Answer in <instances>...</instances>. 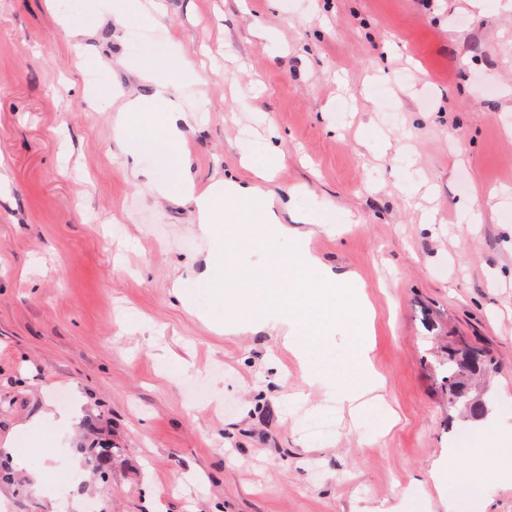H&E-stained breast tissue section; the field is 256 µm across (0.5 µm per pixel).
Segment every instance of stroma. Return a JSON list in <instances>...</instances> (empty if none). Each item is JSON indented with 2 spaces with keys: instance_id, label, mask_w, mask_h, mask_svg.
I'll list each match as a JSON object with an SVG mask.
<instances>
[{
  "instance_id": "obj_1",
  "label": "stroma",
  "mask_w": 512,
  "mask_h": 512,
  "mask_svg": "<svg viewBox=\"0 0 512 512\" xmlns=\"http://www.w3.org/2000/svg\"><path fill=\"white\" fill-rule=\"evenodd\" d=\"M161 26L118 29L98 0H67L96 16L83 41L98 59L95 83L68 47L45 0H0V439L60 394L81 392L73 435L54 429L58 470L95 446L108 480L87 469L56 480L59 504L96 512H390L402 491L409 512H446L432 478L437 461L478 428L449 405L441 378L448 347L485 351L495 364L487 423L512 426V223L489 193L512 192V9L482 13L471 0H162ZM262 22L278 50L255 36ZM170 39L203 64V84L183 94L200 185L244 178L241 129L276 145L282 167L265 189L294 188L326 201L313 211V252L356 275L375 311L370 340L385 377L384 404L398 424L378 443L377 419L337 412L322 392L310 406L333 431L323 440L288 415L302 369L280 337L227 335L183 305L173 284L197 293L208 246L192 231L194 205L153 199L115 157L113 110L92 111V87L141 89L116 66L125 52ZM259 80L257 112L225 119L236 89ZM391 146L363 145L377 133ZM411 158L429 194L407 197L392 167ZM480 210L476 233L459 206ZM436 209L437 223H421ZM121 226L130 248L108 228ZM153 329L124 328L122 310ZM166 348L193 363L191 377L162 374ZM220 399H213L214 386ZM0 480V512H50L18 466Z\"/></svg>"
}]
</instances>
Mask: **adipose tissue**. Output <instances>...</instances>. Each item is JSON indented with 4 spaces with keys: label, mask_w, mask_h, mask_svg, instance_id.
<instances>
[{
    "label": "adipose tissue",
    "mask_w": 512,
    "mask_h": 512,
    "mask_svg": "<svg viewBox=\"0 0 512 512\" xmlns=\"http://www.w3.org/2000/svg\"><path fill=\"white\" fill-rule=\"evenodd\" d=\"M102 11L123 29L159 25L163 14L158 0H102ZM117 64L136 74L149 95L128 99L118 88L94 93L90 103L124 98L114 120L115 141L132 176L156 196L176 191L194 204L197 229L210 241L199 278L212 294L229 299L225 333H274L302 362L329 334L341 333L342 358L324 356L316 367L306 366L302 379L351 413L363 412L384 387L368 340L373 312L353 274L335 272L311 251L309 235L301 230L310 214L300 193L281 207L264 191L282 164L278 149L245 146L242 161L252 172L249 181L224 179L197 190L172 96L201 85V72L174 41L120 57ZM468 453L476 462L470 474H458L450 457L436 465L437 490L455 483L480 497L490 482L512 484L511 429L478 430Z\"/></svg>",
    "instance_id": "obj_1"
}]
</instances>
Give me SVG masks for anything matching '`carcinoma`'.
Returning a JSON list of instances; mask_svg holds the SVG:
<instances>
[{
    "instance_id": "cac0c4a2",
    "label": "carcinoma",
    "mask_w": 512,
    "mask_h": 512,
    "mask_svg": "<svg viewBox=\"0 0 512 512\" xmlns=\"http://www.w3.org/2000/svg\"><path fill=\"white\" fill-rule=\"evenodd\" d=\"M493 367L492 360L482 359L477 351H448V397L464 404L467 417L474 421L484 419L488 410L487 402L480 396H470L475 382Z\"/></svg>"
}]
</instances>
